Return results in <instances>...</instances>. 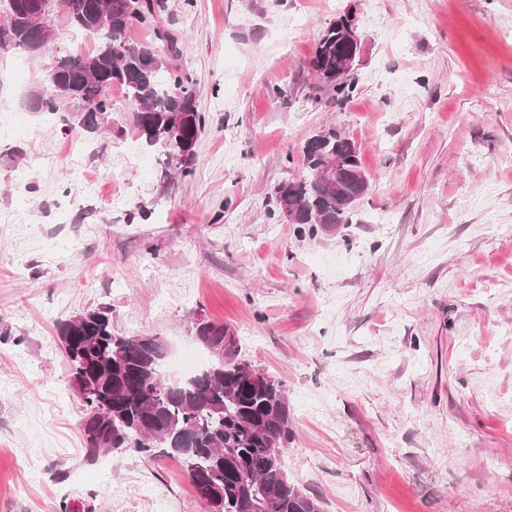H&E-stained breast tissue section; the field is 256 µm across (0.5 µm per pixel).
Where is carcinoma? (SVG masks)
Wrapping results in <instances>:
<instances>
[{"instance_id":"cac0c4a2","label":"carcinoma","mask_w":512,"mask_h":512,"mask_svg":"<svg viewBox=\"0 0 512 512\" xmlns=\"http://www.w3.org/2000/svg\"><path fill=\"white\" fill-rule=\"evenodd\" d=\"M102 20L70 19L71 27L98 39L95 50L50 59L65 83L81 93L71 104L68 92L55 88L48 76L31 91L28 104L35 112L61 115L72 128L96 134L112 133V87L125 91L135 128L149 146L162 148L168 167L186 176L204 127L197 110L193 80L175 63L178 36L164 24V0H103ZM137 26L152 40L129 36L134 14ZM12 50L36 55L22 24L11 32ZM343 35L330 25L318 41L310 66L314 73L342 66ZM316 150L302 148L305 174L284 184L277 199L279 212L292 215L293 224L330 232L353 221L355 205L369 185L352 186L353 204L338 210L336 192L316 174L334 164L362 168L359 151L336 129ZM71 369V384L85 416L81 430L86 453L124 450L149 456L162 448L160 439L181 433L192 453L179 457L194 489L205 481L221 488L218 512H322L321 498L283 479L284 451L292 438V423L284 384L251 362L238 358L239 341L224 326L200 321L198 340L223 357L200 373L171 382L162 373L164 344L156 336H118L112 331V308L99 307L57 325Z\"/></svg>"}]
</instances>
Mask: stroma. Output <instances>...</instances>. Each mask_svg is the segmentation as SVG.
I'll list each match as a JSON object with an SVG mask.
<instances>
[{"label":"stroma","instance_id":"obj_1","mask_svg":"<svg viewBox=\"0 0 512 512\" xmlns=\"http://www.w3.org/2000/svg\"><path fill=\"white\" fill-rule=\"evenodd\" d=\"M349 11L340 101L310 61ZM167 21L205 119L185 177L122 89L112 133L70 129L26 104L44 56L19 80L0 52V512H207L176 459L87 456L55 326L100 306L171 360L205 356L197 321L229 327L285 384L288 476L323 512H512V0H168ZM330 127L371 190L311 236L275 191Z\"/></svg>","mask_w":512,"mask_h":512}]
</instances>
